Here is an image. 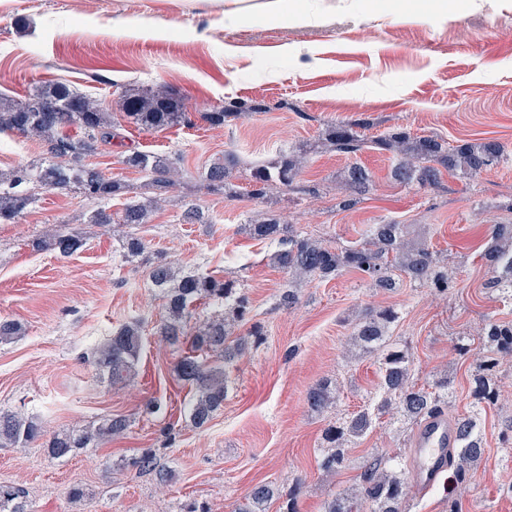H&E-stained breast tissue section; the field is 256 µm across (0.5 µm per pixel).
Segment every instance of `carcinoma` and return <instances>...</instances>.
I'll return each mask as SVG.
<instances>
[{"label":"carcinoma","instance_id":"obj_1","mask_svg":"<svg viewBox=\"0 0 512 512\" xmlns=\"http://www.w3.org/2000/svg\"><path fill=\"white\" fill-rule=\"evenodd\" d=\"M121 113L127 122L146 129H165L190 123L184 103L167 88L153 90L127 87L121 92ZM261 105L241 103L230 108L219 107L205 112L202 119L211 126L221 127L239 112H256ZM114 120L99 101L80 94L61 82L49 83L24 100L0 97V130H16L43 143L49 162H39L29 169L0 171V223L14 220L34 203L31 194L18 190L30 179L51 189L76 187L85 194L107 200L126 186L105 178L96 168L85 164L86 156L95 152L99 139L112 135ZM78 127L83 136L75 138L68 129ZM357 123H333L326 129L325 141L332 150L346 155L360 152L365 141L357 133ZM375 147L391 155L392 177L404 185L417 184L436 188L443 172H459L476 176L491 169L503 156L501 145L492 140L465 141L452 145L434 136H413L403 129L387 132L373 141ZM177 158L150 155L134 151L123 158L128 167L151 173V186L157 195L140 200L129 198L118 225L145 224L157 210L163 195L175 185L179 170ZM306 157L282 153L277 159L257 167L251 173L252 195L264 196L266 186L279 183L293 185L305 167ZM237 165L233 153L224 154V161L213 163L205 173L208 186H224ZM370 174L354 162L345 171L344 192L340 206L350 208L369 186ZM242 232L275 247L271 263L296 281L302 279H334L348 271H356L379 288L395 287V272L409 281L430 284L442 294L448 292V269L436 253L424 242L405 238L403 225L395 222L376 224L366 239L348 248H335L289 229L280 220L257 213L242 225ZM492 244L483 254L485 264L493 273L490 284L504 293H512V230L497 224L491 230ZM40 251L68 257L83 247L79 233L49 230L34 242ZM151 285L163 293L165 316L158 333L170 344L190 336L188 351L176 365L180 380L194 386L195 393L187 409V421L194 428L205 427L223 405L228 392V374L234 367L242 346L250 341L262 342L264 332L253 324L243 336L234 328L250 321L251 303L244 289L209 273L176 271L173 263L159 261L148 270ZM214 302L224 306V312L201 323L188 334L194 304ZM396 313L391 308H368L354 324L356 345L367 355L376 357L381 378V395L375 404L351 414L343 422L325 429L319 468L337 473L346 461V449L357 444L372 429L377 415L394 408L407 421L422 425L428 419L444 414L448 403V380H440L428 389L412 381V362L406 349L391 342V326ZM22 333V324L14 319H0V343L9 342ZM483 335L488 354L473 375L471 395L477 410L454 420L456 478L461 480L468 467L484 454L478 409L497 400L493 368L504 357L512 358V322L485 318ZM143 347L140 327L122 326L101 347L95 350L91 363L107 374L111 383H121L131 377ZM224 360V370L210 368L204 355ZM309 409L322 414L332 408L333 390L328 381L311 386L306 395ZM130 426L124 415H110L96 427L72 428L46 436L42 422L22 411L0 410V447H27L37 441L49 456L61 459L84 448L123 436ZM144 472H153L164 482L168 471L158 464L155 454L145 450L133 460ZM301 482L279 496L267 483H257L249 489L246 503L234 512H265L273 498L281 501L279 512H299ZM406 479L400 468L389 467V460L375 456L364 465L358 484L345 494H334L323 504V512H358V505L368 506V512H405ZM0 512H30L24 492L15 486L0 484Z\"/></svg>","mask_w":512,"mask_h":512}]
</instances>
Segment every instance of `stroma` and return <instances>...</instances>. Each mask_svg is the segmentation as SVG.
<instances>
[{
    "mask_svg": "<svg viewBox=\"0 0 512 512\" xmlns=\"http://www.w3.org/2000/svg\"><path fill=\"white\" fill-rule=\"evenodd\" d=\"M321 6L324 18L314 24L253 18L228 30L215 13L159 14L158 0H106L97 10L62 0L0 5V96L22 100L42 84L63 82L115 113L124 86L163 85L191 118L166 130L122 123L86 157L126 192L99 202L76 189L41 188L31 208L0 223V317L26 329L0 344V409L38 415L50 433L112 414L131 421L125 435L63 460L36 445L0 447V483L23 489L32 512H180L192 501L233 512L255 483L286 490L298 481L300 512H323L327 496L356 484L374 456L412 469L418 428L393 411L348 449L341 472L329 475L317 464L325 427L363 409L378 383L377 363L356 355L350 341L352 321L368 307L397 312L392 334L409 350L417 384L447 378L446 416L470 411L484 318L512 322V297L490 287L480 259L490 226L512 225V0H370L363 12L351 0ZM120 18L147 25V33H117ZM233 102L262 109L219 129L202 120ZM342 120L364 121L370 147L353 157L325 149L327 124ZM397 128L452 144L490 138L505 158L476 177L443 174L437 189L405 186L391 177L389 153L372 145ZM229 149L239 165L228 185L206 186L208 167ZM134 151L181 156L182 172L150 223L136 229L145 251L129 258L111 225L87 224L83 216L100 207L117 217L129 192L150 195L145 174L122 163ZM299 151L307 160L300 190L250 196L255 165ZM45 157L39 141L0 131V170ZM353 160L373 183L345 210L337 188ZM190 207L206 223H184ZM260 211L342 247L362 242L371 225L403 224L408 238L426 240L453 269L452 286L442 296L403 280L384 291L348 272L299 283L297 304L283 307L288 277L270 262L272 246L238 231ZM52 225L79 232L84 246L67 258L36 250L34 240ZM160 256L238 280L266 330L265 342L246 346L237 359L224 406L203 430L185 420L194 389L176 377L180 351L156 333L163 300L146 270ZM131 321L143 330L137 371L113 385L89 357ZM493 377L500 396L482 413L485 452L462 493L453 494L450 479L429 490L408 480V512H448L452 497L458 512H512V447L501 442L512 420V362ZM323 378L335 379L338 400L321 415L309 410L306 393ZM153 399L162 413L149 412ZM147 448L167 469L166 481L130 466ZM75 485L85 496H69Z\"/></svg>",
    "mask_w": 512,
    "mask_h": 512,
    "instance_id": "35a3bbf8",
    "label": "stroma"
}]
</instances>
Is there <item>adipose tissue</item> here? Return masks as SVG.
<instances>
[{
	"label": "adipose tissue",
	"mask_w": 512,
	"mask_h": 512,
	"mask_svg": "<svg viewBox=\"0 0 512 512\" xmlns=\"http://www.w3.org/2000/svg\"><path fill=\"white\" fill-rule=\"evenodd\" d=\"M176 9H206L221 15L225 27L237 28L245 19L261 15L274 23L318 22V0H163Z\"/></svg>",
	"instance_id": "1"
}]
</instances>
